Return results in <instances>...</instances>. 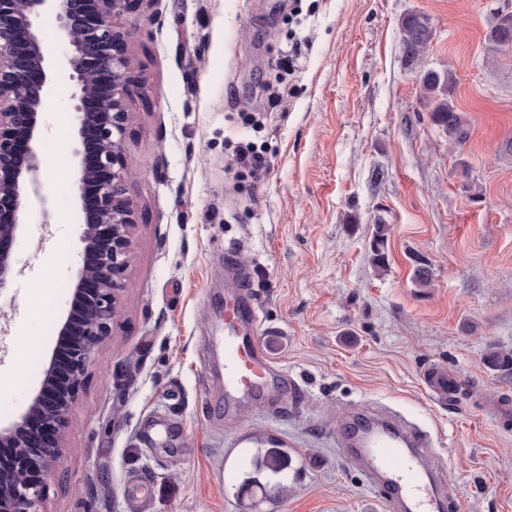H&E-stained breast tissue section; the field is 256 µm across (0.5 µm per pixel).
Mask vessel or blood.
I'll return each instance as SVG.
<instances>
[{
    "label": "vessel or blood",
    "mask_w": 512,
    "mask_h": 512,
    "mask_svg": "<svg viewBox=\"0 0 512 512\" xmlns=\"http://www.w3.org/2000/svg\"><path fill=\"white\" fill-rule=\"evenodd\" d=\"M224 360V405L264 398L273 383L295 393L288 378L258 332V308L237 285L224 295V334L220 340ZM425 383L431 394L452 397L457 379L445 371H427ZM339 449L352 464L362 468L370 485L380 492L387 512H440L445 503L440 474L425 470L420 459L431 445L429 436L415 429L401 430L388 422H371L368 432L355 435L349 423L337 426ZM250 450L235 452L224 473L225 488H233L239 473L252 467Z\"/></svg>",
    "instance_id": "1"
}]
</instances>
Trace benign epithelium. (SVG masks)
<instances>
[{"label":"benign epithelium","instance_id":"7a95c632","mask_svg":"<svg viewBox=\"0 0 512 512\" xmlns=\"http://www.w3.org/2000/svg\"><path fill=\"white\" fill-rule=\"evenodd\" d=\"M139 0H0V239L12 241L21 230L20 214L38 173L33 144L43 136L41 107L54 81L35 20L45 11L55 13L59 30L69 47L68 68L73 82L69 96L77 114L74 154L79 158L75 204L82 221V255L97 256L93 265L80 263L73 281V296L83 299L78 324L68 315L58 334L70 338V373L55 389L53 364H48L42 387L26 412L11 427L0 429V447L32 448L17 455L12 465L0 470V484L11 485L0 495V512H44L46 487L42 474L30 468L48 466L61 446L68 412L78 395L82 376L95 360L98 349L112 336L117 297L126 286L131 230L137 223V205L130 193L131 166L123 142L129 112L126 96L134 83L127 60V21ZM106 87L99 109H87L88 99ZM94 129L100 182L96 208L85 211L84 187L93 174L84 164V130ZM10 251L0 250V292L13 277ZM37 415L52 418L53 439L34 438L28 423Z\"/></svg>","mask_w":512,"mask_h":512}]
</instances>
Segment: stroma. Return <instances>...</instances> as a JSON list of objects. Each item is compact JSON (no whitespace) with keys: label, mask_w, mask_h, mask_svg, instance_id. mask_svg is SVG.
<instances>
[{"label":"stroma","mask_w":512,"mask_h":512,"mask_svg":"<svg viewBox=\"0 0 512 512\" xmlns=\"http://www.w3.org/2000/svg\"><path fill=\"white\" fill-rule=\"evenodd\" d=\"M412 13L433 31L421 68L454 74L463 144L433 121L405 58ZM506 15L512 0H142L125 139L141 217L112 336L45 474V512H238L225 453L258 437L292 458L287 496L253 492L261 512H385L334 431L341 416L380 411L430 435L448 512H512V419L494 410L512 402V373L487 360L512 351V47L490 38ZM293 32L303 44L290 74ZM50 100L17 273L0 292V426L43 379L82 249L80 214H59L49 172L61 153L76 175L75 114L67 97ZM247 141L262 179L232 162ZM379 220L382 269L370 250ZM230 254L262 338L300 385L277 410L224 407L209 338L224 328ZM418 257L431 287L414 283ZM434 367L460 378L453 401L428 391ZM133 480L146 498L126 495Z\"/></svg>","instance_id":"obj_1"}]
</instances>
